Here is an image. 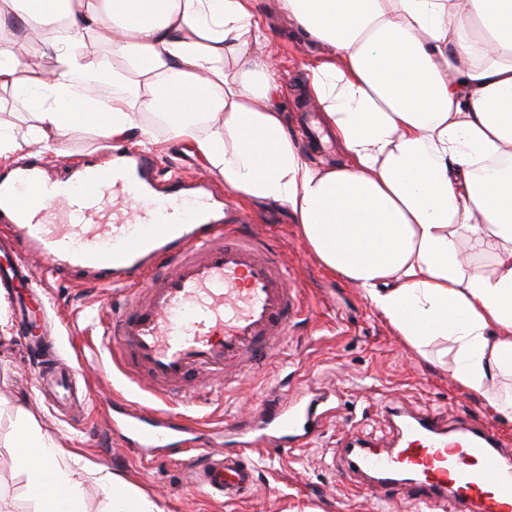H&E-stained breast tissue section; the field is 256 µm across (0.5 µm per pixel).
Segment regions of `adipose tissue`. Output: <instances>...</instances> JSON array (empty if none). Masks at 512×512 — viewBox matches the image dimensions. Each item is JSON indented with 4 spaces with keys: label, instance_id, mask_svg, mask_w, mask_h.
<instances>
[{
    "label": "adipose tissue",
    "instance_id": "obj_1",
    "mask_svg": "<svg viewBox=\"0 0 512 512\" xmlns=\"http://www.w3.org/2000/svg\"><path fill=\"white\" fill-rule=\"evenodd\" d=\"M280 2L324 50L309 84L342 164L312 166L289 134L253 0H0V86L42 92L44 142L67 118L123 140L165 105L171 135L228 188L288 207L324 268L412 347L439 343L462 389L487 392L512 374V0ZM60 13L56 68L8 53L32 17ZM93 25L111 69L71 48ZM17 445L41 512H79L63 444L29 417ZM98 481L112 512H164L114 474Z\"/></svg>",
    "mask_w": 512,
    "mask_h": 512
}]
</instances>
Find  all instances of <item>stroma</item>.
Returning <instances> with one entry per match:
<instances>
[{"instance_id": "1", "label": "stroma", "mask_w": 512, "mask_h": 512, "mask_svg": "<svg viewBox=\"0 0 512 512\" xmlns=\"http://www.w3.org/2000/svg\"><path fill=\"white\" fill-rule=\"evenodd\" d=\"M269 28L261 51L277 67V98L288 114V130L300 135L309 162L323 167L342 162L338 147L323 149L303 137L305 106L315 99L306 87L307 69L318 48L309 45L276 0H253ZM34 101L13 87H0V131L18 143V150L0 156V175L19 160L31 157L56 164H77L99 157L108 142L100 130L72 120L61 123L49 143L35 133ZM155 142L150 154L163 174L178 172L209 179L214 190L235 203L250 228L268 238L279 258L291 269L294 287L304 295L300 323L286 342L229 393L198 397L194 404L171 401L167 412L194 419L193 445L236 453L235 432L224 420L249 422L270 402L289 397L313 384L332 394L313 442L282 451L267 447L255 462L254 486L244 498L227 501L191 488L189 453L176 456L155 449L136 455L113 429L112 408L123 400L143 401L147 393L119 370H108L107 355L94 326L107 320L116 295L92 282L74 278L53 280L37 270L34 284H21L20 295L38 287L48 300V324L58 341V355L70 362L88 389L87 401H74L58 412L37 390L40 356L19 333L14 306L0 297L9 338L0 337V441L9 442L19 419L18 407L39 424L43 434L65 445L76 459L81 512H112V493L97 481L95 469L121 476L157 502L165 512H380L375 497L355 490L346 475L341 447L350 439H386V414L398 403L415 411L432 412L448 424L479 417L487 420L512 445V422L492 406L495 393L512 389V378L497 379L492 393L463 390L451 376L450 365L437 351L419 354L374 308L355 284L327 272L309 252L286 206L240 199L225 187L219 174L196 156L189 140L149 126ZM29 495L27 477L0 456V512H39Z\"/></svg>"}]
</instances>
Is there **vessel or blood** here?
I'll list each match as a JSON object with an SVG mask.
<instances>
[{
	"label": "vessel or blood",
	"instance_id": "b4317fda",
	"mask_svg": "<svg viewBox=\"0 0 512 512\" xmlns=\"http://www.w3.org/2000/svg\"><path fill=\"white\" fill-rule=\"evenodd\" d=\"M152 170L148 155L119 150L65 180L30 162L0 180V218L26 247L19 266L0 265V289L31 275L36 259L92 272L101 287L120 289L102 343L109 361L160 403L119 413L118 429L137 451L171 447L187 427L162 405L235 388L280 346L301 311L287 267L261 235L220 217L204 183L174 174L169 191H156ZM145 274L148 288L132 289L131 280ZM44 312L41 295L20 304L28 333L40 329ZM320 408L316 399L289 405L270 413L265 428L310 441ZM390 416L397 447L380 450L358 438L344 448L349 471L380 499L405 490L418 512H512V456L485 419L446 427L431 412L397 404ZM260 447L246 438L237 457L200 450L193 484L241 498L253 485L249 460Z\"/></svg>",
	"mask_w": 512,
	"mask_h": 512
}]
</instances>
